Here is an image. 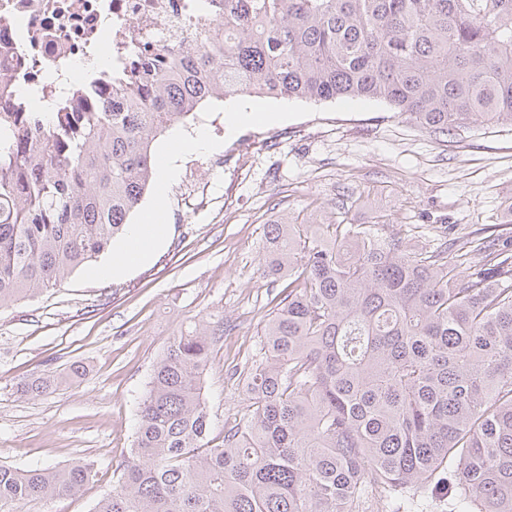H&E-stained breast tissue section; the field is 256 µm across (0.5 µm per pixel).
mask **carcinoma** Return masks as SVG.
Here are the masks:
<instances>
[{
  "instance_id": "cac0c4a2",
  "label": "carcinoma",
  "mask_w": 512,
  "mask_h": 512,
  "mask_svg": "<svg viewBox=\"0 0 512 512\" xmlns=\"http://www.w3.org/2000/svg\"><path fill=\"white\" fill-rule=\"evenodd\" d=\"M116 103L0 123V307L57 286L126 231L151 146L237 94L379 99L448 132L512 121V0H236L202 46L147 61ZM281 284L221 444L202 398L224 324L159 356L118 488L94 512H512V253L431 250L380 224L267 225ZM94 463L0 466V512L76 494Z\"/></svg>"
}]
</instances>
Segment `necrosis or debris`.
<instances>
[{
	"label": "necrosis or debris",
	"mask_w": 512,
	"mask_h": 512,
	"mask_svg": "<svg viewBox=\"0 0 512 512\" xmlns=\"http://www.w3.org/2000/svg\"><path fill=\"white\" fill-rule=\"evenodd\" d=\"M224 17L222 0H0V112H85L148 57L175 52Z\"/></svg>",
	"instance_id": "necrosis-or-debris-1"
}]
</instances>
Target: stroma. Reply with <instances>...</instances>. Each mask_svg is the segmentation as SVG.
I'll list each match as a JSON object with an SVG mask.
<instances>
[{
  "mask_svg": "<svg viewBox=\"0 0 512 512\" xmlns=\"http://www.w3.org/2000/svg\"><path fill=\"white\" fill-rule=\"evenodd\" d=\"M250 103L254 121L236 124L215 102L154 142L157 168L174 140L197 129L217 148L177 158L161 216L168 236L151 259L110 280L88 265L0 310V465L96 462L79 493L22 512H93L112 492L154 364L199 319L224 324L203 378L214 431L241 410L231 371L257 353L279 291L262 268L267 225L380 216L385 233L417 247L440 236L512 239V122L444 134L374 99ZM75 362L84 367L76 383L20 393L30 378Z\"/></svg>",
  "mask_w": 512,
  "mask_h": 512,
  "instance_id": "obj_1",
  "label": "stroma"
}]
</instances>
